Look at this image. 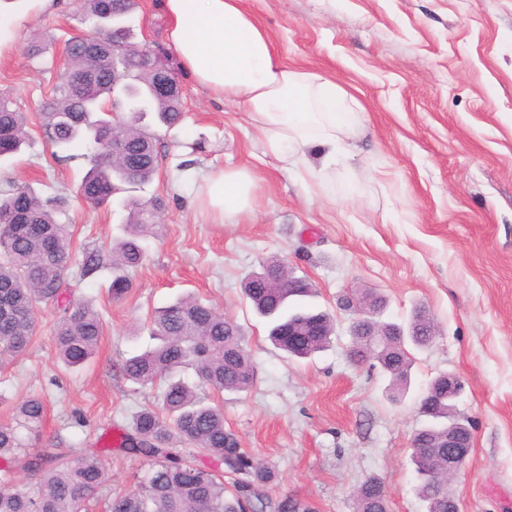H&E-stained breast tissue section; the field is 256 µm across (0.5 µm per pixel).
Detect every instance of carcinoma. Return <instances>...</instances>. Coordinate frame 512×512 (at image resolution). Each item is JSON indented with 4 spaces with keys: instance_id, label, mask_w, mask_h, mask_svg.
<instances>
[{
    "instance_id": "1",
    "label": "carcinoma",
    "mask_w": 512,
    "mask_h": 512,
    "mask_svg": "<svg viewBox=\"0 0 512 512\" xmlns=\"http://www.w3.org/2000/svg\"><path fill=\"white\" fill-rule=\"evenodd\" d=\"M135 6L136 0H79V12L93 30L68 40L71 78L58 83L40 109L41 128L56 159L66 160L63 152L76 144L86 150L90 168L78 187L85 203L99 208L119 196L128 209V235L112 245L109 262L92 251L85 253L79 268L86 279L112 265L115 300L132 288L126 272L141 264V241L164 208L159 197L125 196L150 183L160 170L155 134L140 121L149 113L166 127L183 119L180 92L154 93L156 71L151 63L123 51L132 32L113 20ZM129 72L132 76L125 77ZM107 104L124 112L117 134L126 163L112 158ZM28 145L26 115L17 111L10 96L1 94L0 160L23 153ZM63 202L62 197L44 200L30 186L10 179L0 186V359L29 350L37 333L36 313L49 302L62 309L54 328L60 360L76 368L96 353L102 335L99 313L88 302L64 299L74 252L69 225L60 221ZM311 293L305 280L298 288L288 285L278 259L264 260L261 271L243 284L245 298L270 321L273 345L301 358L327 347L335 331L328 313L290 307ZM150 325L157 345L120 365L123 376L135 384H164L161 407H143L124 436L125 450L149 458V467L136 477L132 489L108 500L107 512H245L247 505L259 512H309L288 496H269L273 472L240 448L235 435L224 428L222 407L205 402L181 377L190 369L199 383L217 391L248 390L254 367L240 326L191 295L161 308ZM290 328L300 334L291 345L285 336ZM434 338V323L424 313L394 326L388 349L380 351L377 362L395 390L407 384L408 347H426ZM438 396H448V389L422 398L420 410L443 422L448 419V401L440 404ZM44 415V399L30 395L16 406L12 421L0 423V512H88V504L110 481L107 464L96 452L81 450L65 457L48 444L30 451L27 438L40 435ZM431 453L429 462L422 461L418 450L412 453L418 493L428 503V512H449L448 449L433 448ZM226 474L233 476L229 486L224 484ZM388 497L381 482L369 480L353 494L355 512H388Z\"/></svg>"
}]
</instances>
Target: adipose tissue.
<instances>
[{"mask_svg": "<svg viewBox=\"0 0 512 512\" xmlns=\"http://www.w3.org/2000/svg\"><path fill=\"white\" fill-rule=\"evenodd\" d=\"M167 39L182 67L213 97L248 112L259 141L284 169L310 172L306 150L334 158L361 115L347 111L335 81L280 59L271 36L241 0H165ZM254 180L245 170L218 171L199 204L216 221L250 210Z\"/></svg>", "mask_w": 512, "mask_h": 512, "instance_id": "1", "label": "adipose tissue"}]
</instances>
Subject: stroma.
<instances>
[{
    "label": "stroma",
    "mask_w": 512,
    "mask_h": 512,
    "mask_svg": "<svg viewBox=\"0 0 512 512\" xmlns=\"http://www.w3.org/2000/svg\"><path fill=\"white\" fill-rule=\"evenodd\" d=\"M274 38L278 54L336 81L363 113L353 158L304 181L264 156L246 113L212 98L167 42L164 0H138L127 23L137 44L164 53L183 90L184 121L158 128L167 159L139 197L165 209L146 236L130 292L108 293L111 269L93 279L70 271L73 299L91 300L103 336L90 364L65 368L53 341L56 305L41 306L38 334L21 358L0 364V421L41 395L47 418L33 448H105L107 493L129 489L143 457L111 442L160 388L132 383L118 366L152 346V312L191 294L241 325L254 365L244 392L199 394L220 405L224 427L275 478L270 496L315 512H353L352 492L369 477L389 489L390 512H427L411 461L414 434L429 422L419 402L439 374L458 377L454 403L472 448L448 483L459 512H512V0H242ZM73 0L53 14L0 0V94L28 118L30 145L0 178L30 184L42 198L65 196L76 256L107 252L124 235L120 203L91 208L76 196L87 169L83 146L56 160L38 113L58 82L65 42L87 32ZM47 51L32 60L28 45ZM192 167L176 179L181 161ZM255 177L254 208L215 224L198 209L200 186L218 169ZM279 257L313 288L310 307L334 320L330 346L290 358L268 339L269 322L242 294L265 258ZM361 289L382 296L383 320L419 309L437 326L433 344L410 352L405 390L380 366L348 357L351 312L340 299Z\"/></svg>",
    "instance_id": "stroma-1"
}]
</instances>
